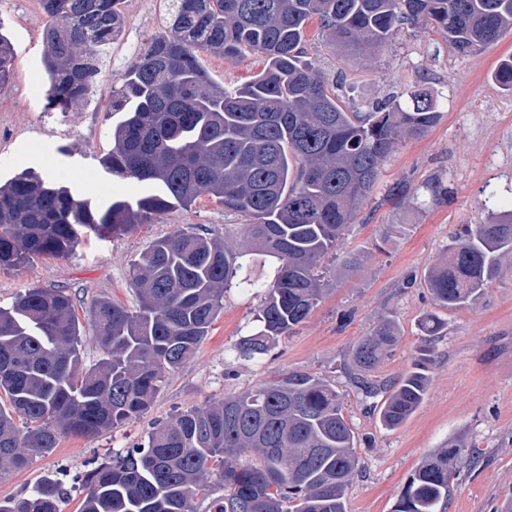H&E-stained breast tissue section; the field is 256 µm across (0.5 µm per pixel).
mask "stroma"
Masks as SVG:
<instances>
[{
    "label": "stroma",
    "instance_id": "obj_1",
    "mask_svg": "<svg viewBox=\"0 0 512 512\" xmlns=\"http://www.w3.org/2000/svg\"><path fill=\"white\" fill-rule=\"evenodd\" d=\"M163 2L124 0L125 39L100 56V81L89 102L55 112L68 130L60 137L38 121L48 88L39 35L47 20L30 18L25 0H0V25L15 52L13 74L0 89L1 179L33 167L97 202L135 199L147 192L146 184L102 168L100 160L112 147L104 111L115 72L138 44L163 33L165 24L157 19ZM308 41L316 67L352 110L368 112L389 97L424 89L437 97L442 112L427 135L402 142L386 158L377 185L350 225L341 250L358 254L360 267L330 279L309 319L250 361L237 358L234 346L255 332L260 299L228 289L224 309L195 359L169 376L147 415L94 437L61 436L57 448L33 455L27 468L0 472V503L23 496L51 476L65 484L61 512H78L84 472L140 442L152 422L289 369L323 376L345 397L359 458L347 512H392L416 467L453 437L475 444L484 455L477 463L461 464L447 512H502L504 504L512 503V256L502 259L497 276L471 307L436 305L426 284L429 270L447 254L463 225L485 222V199L512 190V87L494 77L499 62L512 57V32L466 56L437 33L411 28L399 30L373 56L353 60L325 48L316 29H309ZM201 62L215 83L228 88L264 67L258 55L224 59L205 53ZM437 181L447 187V199L432 197L429 185ZM399 182L407 184L410 198L397 206L387 194ZM241 221L205 196L190 209H173L130 232L87 237L69 256L18 271L0 270V305L39 285L63 288L82 321L101 297L136 308L129 270L155 239L186 228L220 238L225 225ZM385 314L395 320L400 340L375 372L381 379H397L412 368L425 344L423 316L436 315L443 323L430 344L427 394L394 430L381 426L375 400H362L341 368L358 338Z\"/></svg>",
    "mask_w": 512,
    "mask_h": 512
}]
</instances>
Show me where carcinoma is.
<instances>
[{"label":"carcinoma","mask_w":512,"mask_h":512,"mask_svg":"<svg viewBox=\"0 0 512 512\" xmlns=\"http://www.w3.org/2000/svg\"><path fill=\"white\" fill-rule=\"evenodd\" d=\"M166 31L144 44L112 87L114 176L158 185L134 200L94 204L28 168L0 184V269L69 255L87 235L126 233L211 196L245 218L240 238L277 260L272 280L251 275L229 235L179 230L156 240L130 269L137 307L109 299L87 317L101 358L83 367L85 335L60 288L32 287L0 306V470L20 469L63 435L95 436L148 412L168 376L188 364L224 308V290L264 293L258 332L237 355L251 360L290 335L322 298L325 258L382 174L385 159L439 121L437 99L412 90L371 112L342 106L312 60L307 28L325 46L359 53L385 45L403 26L429 29L468 55L512 32V0H165ZM122 0H42L47 107L84 102L98 55L121 37ZM257 53L266 67L228 90L200 54ZM14 51L0 33V87ZM497 217L463 228L427 276L435 303L471 306L512 255V196L488 198ZM383 315L357 341L344 370L357 393H386L382 426L400 427L424 400L430 347L393 383L371 377L399 342ZM22 425H17V421ZM477 450L461 438L437 448L410 475L392 512H447L451 479ZM358 468L344 398L326 379L291 370L158 422L141 442L83 477L80 512H347ZM223 493L216 494L210 475ZM65 491L45 478L0 512H60Z\"/></svg>","instance_id":"1"}]
</instances>
